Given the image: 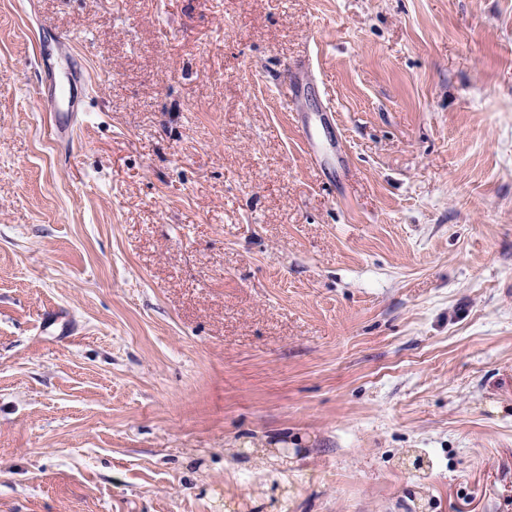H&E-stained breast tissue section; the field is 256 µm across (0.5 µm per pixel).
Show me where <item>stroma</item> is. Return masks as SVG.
I'll return each instance as SVG.
<instances>
[{
  "instance_id": "35a3bbf8",
  "label": "stroma",
  "mask_w": 512,
  "mask_h": 512,
  "mask_svg": "<svg viewBox=\"0 0 512 512\" xmlns=\"http://www.w3.org/2000/svg\"><path fill=\"white\" fill-rule=\"evenodd\" d=\"M280 497L512 512V0H0V512Z\"/></svg>"
}]
</instances>
